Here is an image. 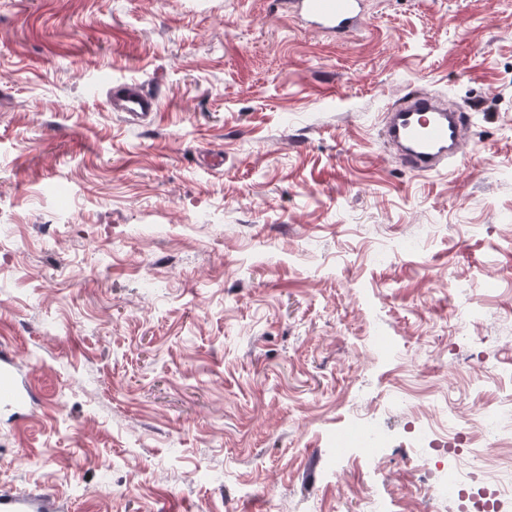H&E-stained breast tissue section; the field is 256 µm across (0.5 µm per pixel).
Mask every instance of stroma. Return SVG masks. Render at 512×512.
Masks as SVG:
<instances>
[{
	"instance_id": "obj_1",
	"label": "stroma",
	"mask_w": 512,
	"mask_h": 512,
	"mask_svg": "<svg viewBox=\"0 0 512 512\" xmlns=\"http://www.w3.org/2000/svg\"><path fill=\"white\" fill-rule=\"evenodd\" d=\"M370 7L333 41L283 0H0V346L36 394L0 413V484L69 512H368L369 488L453 512L410 495L390 401L465 431L512 399V0ZM111 77L159 92L151 123L109 111ZM418 90L475 119L452 170L382 140ZM357 411L379 464L336 450ZM358 444L356 454L367 456L379 462L390 447L391 438L387 431L372 418L357 417Z\"/></svg>"
}]
</instances>
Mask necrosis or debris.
<instances>
[{
	"label": "necrosis or debris",
	"instance_id": "1",
	"mask_svg": "<svg viewBox=\"0 0 512 512\" xmlns=\"http://www.w3.org/2000/svg\"><path fill=\"white\" fill-rule=\"evenodd\" d=\"M512 418V406H483L476 429L471 432L473 442L468 451H460L456 416H449L441 426L416 421L407 430L408 450L421 463L420 478L416 484L419 496L429 502H443L454 498L459 512H500L503 502L512 501V479L478 482L476 472L467 460L478 448H498L512 444V433L499 431L503 417Z\"/></svg>",
	"mask_w": 512,
	"mask_h": 512
}]
</instances>
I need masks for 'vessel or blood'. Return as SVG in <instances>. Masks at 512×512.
<instances>
[{"instance_id": "vessel-or-blood-1", "label": "vessel or blood", "mask_w": 512, "mask_h": 512, "mask_svg": "<svg viewBox=\"0 0 512 512\" xmlns=\"http://www.w3.org/2000/svg\"><path fill=\"white\" fill-rule=\"evenodd\" d=\"M290 17L302 27L331 40L361 31L367 22L366 0H285ZM109 109L134 122H147L159 110L160 98L136 79L112 81L107 89ZM471 120L448 107L437 95L418 91L389 109L382 138L401 167L413 173L449 170L460 160ZM31 398L9 350L0 349V410L19 413ZM59 499L47 494L16 495L0 490V512H63Z\"/></svg>"}]
</instances>
